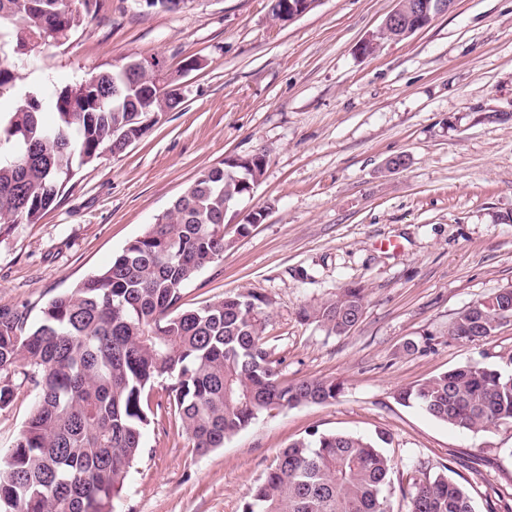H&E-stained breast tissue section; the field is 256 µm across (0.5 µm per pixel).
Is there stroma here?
I'll list each match as a JSON object with an SVG mask.
<instances>
[{"label": "stroma", "instance_id": "35a3bbf8", "mask_svg": "<svg viewBox=\"0 0 512 512\" xmlns=\"http://www.w3.org/2000/svg\"><path fill=\"white\" fill-rule=\"evenodd\" d=\"M395 0H319L287 25L268 0H100L61 45L18 66L49 95L135 57L182 73V104L125 152L77 170L35 224L0 226V307L36 322L49 300L103 271L203 169L265 153L251 196L230 210L224 256L183 290L195 308L252 291L270 302L268 345L283 381L340 382L326 404L265 412L223 447L197 454L161 388L115 512H242L249 489L289 442L313 433H386L393 512H407L414 466L446 465L476 512H512V426L478 435L397 397L479 361L512 371V320L490 336L448 327L473 303L512 287V0H456L400 42L364 55ZM407 155L405 168L386 162ZM262 220L248 224L250 214ZM348 284L366 308L348 334L305 317ZM0 409L8 454L37 400L12 374Z\"/></svg>", "mask_w": 512, "mask_h": 512}]
</instances>
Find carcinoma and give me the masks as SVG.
Instances as JSON below:
<instances>
[{
    "label": "carcinoma",
    "mask_w": 512,
    "mask_h": 512,
    "mask_svg": "<svg viewBox=\"0 0 512 512\" xmlns=\"http://www.w3.org/2000/svg\"><path fill=\"white\" fill-rule=\"evenodd\" d=\"M99 0H0V24L15 54L70 36ZM126 75H121V70ZM54 90L23 93L8 54L0 57V224H33L53 206L75 168L126 139L164 108L175 90L149 92L140 60ZM55 114L47 123L44 111ZM266 154L230 157L200 171L142 236L102 272L51 299L36 323L0 308V372L22 367L39 389L37 404L0 467V512H113L142 452L150 391L168 381L167 404L199 454L224 447L262 413L328 403L334 381L280 379L266 341L267 302L253 292L197 309L181 305L183 287L224 255V210L247 192L240 178L262 177ZM365 289L347 285L312 316L328 332L349 333L363 316ZM512 295L474 303L449 328L473 340L500 326ZM428 416L473 433L512 425V373L468 363L399 392ZM375 438L321 433L289 443L243 512H390L394 468ZM408 512H475L470 490L448 467L418 462Z\"/></svg>",
    "instance_id": "1"
}]
</instances>
